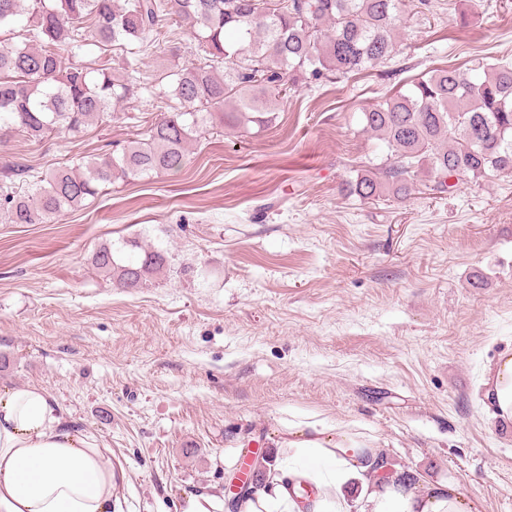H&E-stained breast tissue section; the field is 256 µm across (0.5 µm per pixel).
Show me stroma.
<instances>
[{
  "label": "stroma",
  "mask_w": 512,
  "mask_h": 512,
  "mask_svg": "<svg viewBox=\"0 0 512 512\" xmlns=\"http://www.w3.org/2000/svg\"><path fill=\"white\" fill-rule=\"evenodd\" d=\"M512 63V0L401 6L393 57L300 84L259 134L217 127L175 174L118 180L50 224L0 222V384L37 385L126 474L121 512L223 497L242 438L271 449L298 414L376 438L393 472L451 483L512 512V431L480 381L512 347V173L407 200L350 194L385 149L363 108L437 66ZM79 137L0 144V170L39 172L135 137L134 99ZM161 251L127 292L91 258Z\"/></svg>",
  "instance_id": "35a3bbf8"
}]
</instances>
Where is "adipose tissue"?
<instances>
[{
	"instance_id": "1",
	"label": "adipose tissue",
	"mask_w": 512,
	"mask_h": 512,
	"mask_svg": "<svg viewBox=\"0 0 512 512\" xmlns=\"http://www.w3.org/2000/svg\"><path fill=\"white\" fill-rule=\"evenodd\" d=\"M490 420L512 428V348L483 376ZM266 489L239 512H479L458 487L370 475L379 450L340 420L302 416L278 431ZM124 474L72 430L39 386H0V512H118Z\"/></svg>"
}]
</instances>
